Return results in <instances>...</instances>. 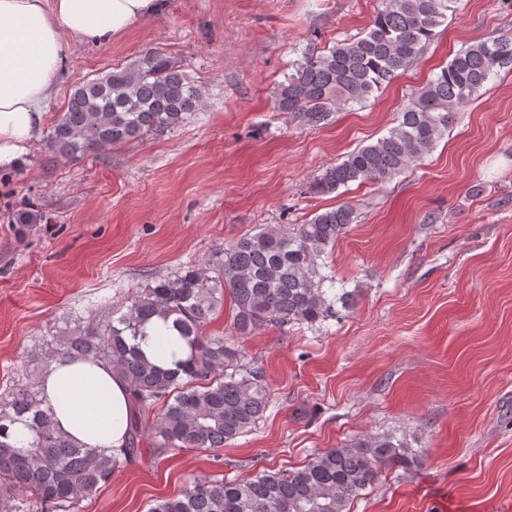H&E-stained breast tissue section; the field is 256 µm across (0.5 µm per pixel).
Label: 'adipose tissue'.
<instances>
[{"instance_id": "adipose-tissue-1", "label": "adipose tissue", "mask_w": 512, "mask_h": 512, "mask_svg": "<svg viewBox=\"0 0 512 512\" xmlns=\"http://www.w3.org/2000/svg\"><path fill=\"white\" fill-rule=\"evenodd\" d=\"M160 6V0H0V163L22 161L39 131L65 36L103 44ZM141 347L167 366L188 352L177 331L159 322L149 325ZM40 397L56 428L78 445L124 447L129 389L106 362L57 358L42 379Z\"/></svg>"}]
</instances>
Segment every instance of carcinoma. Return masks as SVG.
<instances>
[{"label":"carcinoma","instance_id":"carcinoma-1","mask_svg":"<svg viewBox=\"0 0 512 512\" xmlns=\"http://www.w3.org/2000/svg\"><path fill=\"white\" fill-rule=\"evenodd\" d=\"M456 0H382L369 32L308 51L274 91L277 111L317 129L334 114L362 105L412 65L454 11ZM512 66V39L490 36L460 50L415 90L388 135L331 165L310 185L331 194L352 182L383 181L424 160L448 132L457 109L470 102L501 68ZM202 89L165 52L149 48L123 67L72 90L47 137L65 159L109 145L163 134L204 109ZM355 221L342 204L292 229L263 227L245 234L196 266L124 301L112 320L90 318L48 353L108 362L127 382L133 403L128 441L114 453L86 448L55 428L41 408L40 390L20 387L0 396V512H80L89 493L116 470L142 456L143 443L161 457L191 448H222L252 430L270 393L261 376L240 363V351L205 327L224 296L234 307L235 337L270 326H313L346 310L351 293L329 295L318 260ZM153 321L172 323L188 347L166 368L134 343ZM29 416L31 438L10 440L8 425ZM408 459V448L388 436L359 438L314 455L295 470H260L240 481L201 480L176 497L156 500L149 512H348V504L379 470Z\"/></svg>","mask_w":512,"mask_h":512}]
</instances>
